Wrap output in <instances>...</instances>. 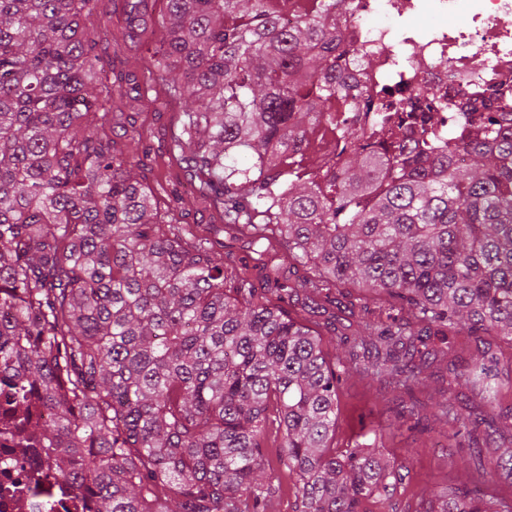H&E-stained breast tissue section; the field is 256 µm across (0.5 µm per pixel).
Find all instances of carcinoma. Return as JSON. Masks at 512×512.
I'll list each match as a JSON object with an SVG mask.
<instances>
[{
  "mask_svg": "<svg viewBox=\"0 0 512 512\" xmlns=\"http://www.w3.org/2000/svg\"><path fill=\"white\" fill-rule=\"evenodd\" d=\"M288 2L133 0L124 42L160 34L138 74L102 64L99 0H0V378L12 436L50 449L46 478L88 512H267L284 473L294 512H361L404 475L333 445L349 368L412 400L447 365L475 404L448 396L410 428L448 418L478 473L512 477V381L486 340L512 344V100L490 92L441 142L439 98L374 104L339 68L359 53L336 31L349 0H303L285 27ZM157 86L181 107L166 150L220 229L135 173ZM317 140L341 168L303 165ZM416 512L512 505L445 485Z\"/></svg>",
  "mask_w": 512,
  "mask_h": 512,
  "instance_id": "cac0c4a2",
  "label": "carcinoma"
}]
</instances>
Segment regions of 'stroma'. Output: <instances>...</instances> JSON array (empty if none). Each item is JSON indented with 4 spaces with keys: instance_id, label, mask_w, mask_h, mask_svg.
<instances>
[{
    "instance_id": "stroma-1",
    "label": "stroma",
    "mask_w": 512,
    "mask_h": 512,
    "mask_svg": "<svg viewBox=\"0 0 512 512\" xmlns=\"http://www.w3.org/2000/svg\"><path fill=\"white\" fill-rule=\"evenodd\" d=\"M170 116V111L158 110L153 103L144 107L142 139L132 143L131 150L143 156L145 164L152 166L154 178L167 190L181 194L185 187L175 179L178 171L175 162L164 154L156 157L143 154L144 148L160 143ZM336 415L337 448H346L368 430H375L376 449L408 472L392 493L365 501L364 512H417L430 489L447 483L470 491L486 487L499 498L512 499L511 480L500 478L484 484L474 469L472 449L459 447L453 422L432 419L427 429H410L399 394L377 391L373 382L358 373H349L344 378Z\"/></svg>"
}]
</instances>
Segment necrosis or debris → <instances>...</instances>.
Here are the masks:
<instances>
[{
	"mask_svg": "<svg viewBox=\"0 0 512 512\" xmlns=\"http://www.w3.org/2000/svg\"><path fill=\"white\" fill-rule=\"evenodd\" d=\"M347 43L372 58L362 79L369 96L443 97L436 133L458 138L461 105L512 92V0H354L351 14L337 17ZM46 458L0 439V512H38V500L55 512H84L65 484L34 496Z\"/></svg>",
	"mask_w": 512,
	"mask_h": 512,
	"instance_id": "4bbe7bcc",
	"label": "necrosis or debris"
}]
</instances>
